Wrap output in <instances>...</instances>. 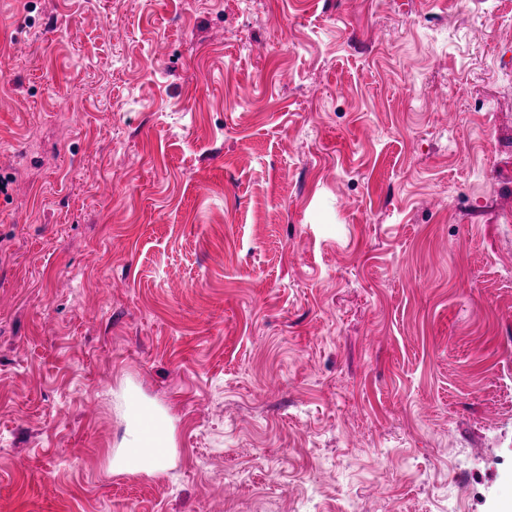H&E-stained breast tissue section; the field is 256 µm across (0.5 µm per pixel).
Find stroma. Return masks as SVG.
<instances>
[{
  "mask_svg": "<svg viewBox=\"0 0 512 512\" xmlns=\"http://www.w3.org/2000/svg\"><path fill=\"white\" fill-rule=\"evenodd\" d=\"M1 179L0 512H512V0H0ZM111 462L114 472L158 475L166 472L173 448V417L137 393H130L126 427Z\"/></svg>",
  "mask_w": 512,
  "mask_h": 512,
  "instance_id": "obj_1",
  "label": "stroma"
}]
</instances>
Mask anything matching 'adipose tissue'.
<instances>
[{
	"label": "adipose tissue",
	"instance_id": "adipose-tissue-1",
	"mask_svg": "<svg viewBox=\"0 0 512 512\" xmlns=\"http://www.w3.org/2000/svg\"><path fill=\"white\" fill-rule=\"evenodd\" d=\"M175 446L172 416L137 393H130L126 427L111 462L114 471L158 475L166 472Z\"/></svg>",
	"mask_w": 512,
	"mask_h": 512
}]
</instances>
